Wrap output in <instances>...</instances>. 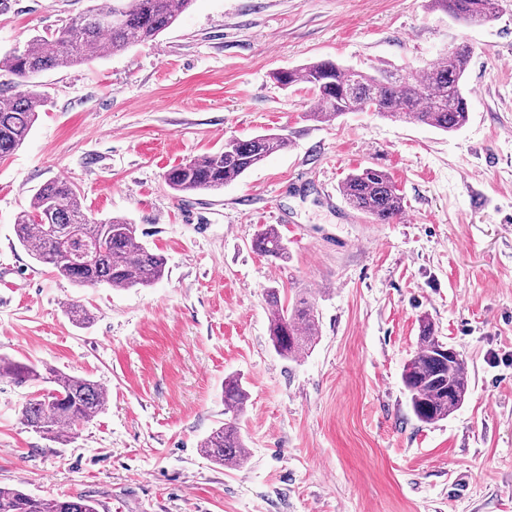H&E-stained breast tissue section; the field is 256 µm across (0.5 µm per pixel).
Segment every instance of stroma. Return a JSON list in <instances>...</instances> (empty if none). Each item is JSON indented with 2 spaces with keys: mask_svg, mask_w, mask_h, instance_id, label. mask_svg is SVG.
<instances>
[{
  "mask_svg": "<svg viewBox=\"0 0 512 512\" xmlns=\"http://www.w3.org/2000/svg\"><path fill=\"white\" fill-rule=\"evenodd\" d=\"M95 0H0V53ZM470 119L447 134L350 112L319 123L277 72L329 59L420 69L461 43ZM47 102L0 159V354L101 384L103 411L64 442L28 428L31 387L0 377V486L84 495L98 512H512V0L466 27L427 0H194L155 40L42 74ZM278 133L285 151L215 192L176 195L173 165ZM387 171L405 197L376 224L342 196ZM75 185L99 219L138 224L167 261L148 288H80L17 242L36 188ZM276 225L286 261L251 249ZM304 292L319 335L273 349L265 290ZM76 302L92 313L73 324ZM429 318L466 360L464 404L428 425L401 374ZM249 393L248 459L200 444L224 421V379Z\"/></svg>",
  "mask_w": 512,
  "mask_h": 512,
  "instance_id": "1",
  "label": "stroma"
}]
</instances>
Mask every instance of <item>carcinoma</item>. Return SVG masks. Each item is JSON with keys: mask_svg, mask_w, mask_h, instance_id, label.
<instances>
[{"mask_svg": "<svg viewBox=\"0 0 512 512\" xmlns=\"http://www.w3.org/2000/svg\"><path fill=\"white\" fill-rule=\"evenodd\" d=\"M193 0H111L70 19L49 35L32 37L21 48L0 56V74L13 76L24 90L0 105V158L19 149L45 106L43 94L31 80L48 70L65 69L156 39L173 26ZM434 9L466 25L492 22L500 0H429ZM472 56L464 45L445 52L428 69L367 73L332 60H318L280 71L285 87L305 84L313 90L316 121L331 122L347 112H375L395 121L414 120L451 133L469 121V91L465 77ZM288 148V138L266 134L231 138L224 148L181 163L165 173L167 186L178 194L217 191L261 165L269 156ZM345 202L377 224H391L404 211V198L385 171L365 168L341 183ZM15 236L40 263L78 287L106 285L113 289L148 287L163 278L165 259L139 242L138 226L114 216L98 220L89 214L80 191L63 179L41 184L20 213ZM255 253L273 260L288 257V247L272 224L261 226L252 241ZM269 336L275 351L295 361L318 336L319 320L313 304L299 298L285 306L279 289H266ZM443 341L431 321L422 320L418 348L402 373L414 416L424 424L445 420L465 402L470 381L462 355H442ZM0 376L19 386L40 383L21 409L25 425L44 438L60 442L95 418L107 395L94 380L61 370L16 361L0 355ZM249 396L241 378H224V424L201 442L213 463L241 465L247 457L241 432ZM0 512H96L82 496L33 497L0 487Z\"/></svg>", "mask_w": 512, "mask_h": 512, "instance_id": "obj_1", "label": "carcinoma"}]
</instances>
